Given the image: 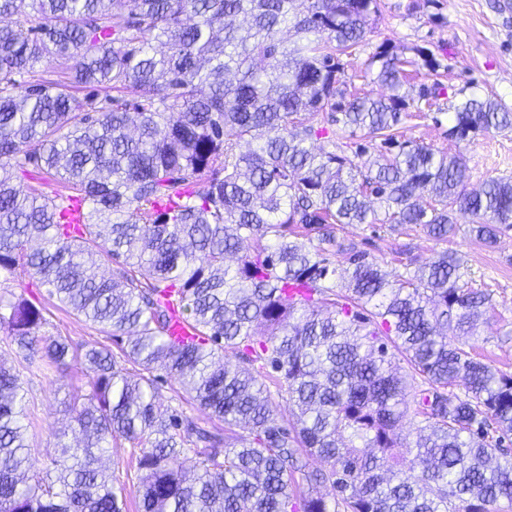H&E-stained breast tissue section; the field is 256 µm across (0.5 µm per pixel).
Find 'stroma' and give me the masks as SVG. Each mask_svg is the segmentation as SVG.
<instances>
[{
    "label": "stroma",
    "instance_id": "stroma-1",
    "mask_svg": "<svg viewBox=\"0 0 512 512\" xmlns=\"http://www.w3.org/2000/svg\"><path fill=\"white\" fill-rule=\"evenodd\" d=\"M498 0H380V12L371 18L363 41L343 56L345 74L356 89L377 95L382 88L373 81L369 63L381 44H390L414 56L416 50L431 52L438 68L418 66L411 83H440L442 94L427 116L402 115L397 126L398 140H412L442 151H461L467 167V189L479 188L486 180L512 178V130H489L470 140L454 144L448 139L453 105L470 97L491 96L512 109V8L498 11ZM471 219L461 216L447 243L430 239L421 229L387 224H340L336 240L353 245L356 251L379 260L391 273H402L399 254L411 247L423 258L449 249L461 260V272L469 287L491 292L495 310L488 322L480 324L475 343L477 353L496 367L512 371V228L499 233L488 245L470 231ZM21 290L24 298L42 308L48 336H62L74 349L84 350L105 340L101 329L77 316L50 296L46 285L35 278L0 283V293ZM81 375L78 362L56 371H33L23 376L29 399L28 422L36 468L47 463L42 451L55 447V432L68 420L65 410Z\"/></svg>",
    "mask_w": 512,
    "mask_h": 512
}]
</instances>
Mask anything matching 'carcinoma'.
<instances>
[{
	"instance_id": "1",
	"label": "carcinoma",
	"mask_w": 512,
	"mask_h": 512,
	"mask_svg": "<svg viewBox=\"0 0 512 512\" xmlns=\"http://www.w3.org/2000/svg\"><path fill=\"white\" fill-rule=\"evenodd\" d=\"M133 4L0 0V18L30 22L0 24V276L39 279L126 338L124 361L138 366L101 343L71 353L41 334L42 309L0 295V345L16 361H0V512H123L102 462L119 438L138 449L140 512L511 507L512 375L466 349L491 294L460 282L448 249L425 260L405 249L393 275L334 235L405 224L445 242L463 213L492 243L512 224L511 179L468 192L461 152L394 138L413 60L383 44L371 64L390 94L347 91L340 56L379 0ZM54 65L91 89L83 101L35 79ZM511 128V111L474 97L455 106L448 138ZM359 132L382 148L347 155ZM31 167L77 194L24 189L15 174ZM174 318L197 339L174 343ZM36 356L45 369L78 361L89 388L68 403L73 442L44 449V477L20 371ZM166 378L224 426L166 404ZM408 415L412 446L399 434ZM309 456L328 469L302 472Z\"/></svg>"
}]
</instances>
